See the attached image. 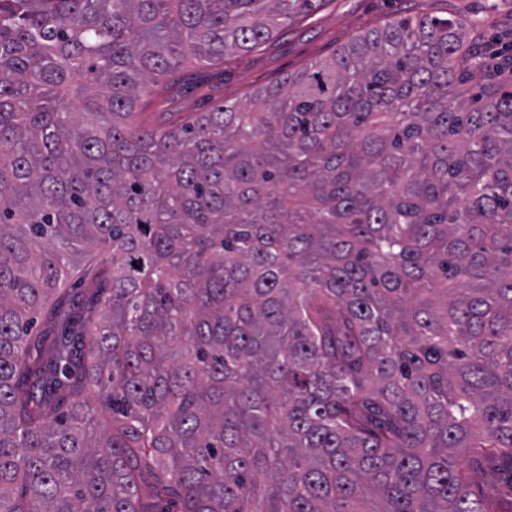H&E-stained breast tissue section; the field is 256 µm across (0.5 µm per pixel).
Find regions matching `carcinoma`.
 <instances>
[{"mask_svg":"<svg viewBox=\"0 0 512 512\" xmlns=\"http://www.w3.org/2000/svg\"><path fill=\"white\" fill-rule=\"evenodd\" d=\"M334 0H0V512H492L512 90L406 17L240 100Z\"/></svg>","mask_w":512,"mask_h":512,"instance_id":"1","label":"carcinoma"}]
</instances>
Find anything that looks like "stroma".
<instances>
[{"instance_id": "obj_1", "label": "stroma", "mask_w": 512, "mask_h": 512, "mask_svg": "<svg viewBox=\"0 0 512 512\" xmlns=\"http://www.w3.org/2000/svg\"><path fill=\"white\" fill-rule=\"evenodd\" d=\"M405 15L474 22L484 43L492 45L512 26V0H336L332 8L281 32L265 50L225 57L222 66L193 80L190 89L172 88L158 97L144 98L142 118L151 124L164 123L172 112H201L215 99L244 98L330 55L357 32Z\"/></svg>"}]
</instances>
